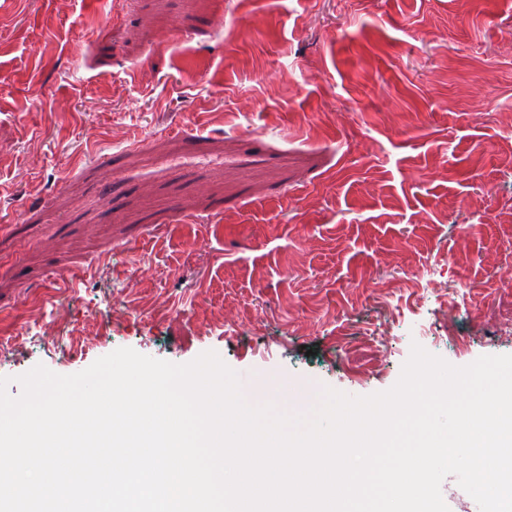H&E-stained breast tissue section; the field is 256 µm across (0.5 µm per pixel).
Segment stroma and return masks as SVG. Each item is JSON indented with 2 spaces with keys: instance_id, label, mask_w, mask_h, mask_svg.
I'll return each mask as SVG.
<instances>
[{
  "instance_id": "obj_1",
  "label": "stroma",
  "mask_w": 512,
  "mask_h": 512,
  "mask_svg": "<svg viewBox=\"0 0 512 512\" xmlns=\"http://www.w3.org/2000/svg\"><path fill=\"white\" fill-rule=\"evenodd\" d=\"M1 224L14 396L121 347L296 399L512 354V0H0Z\"/></svg>"
}]
</instances>
